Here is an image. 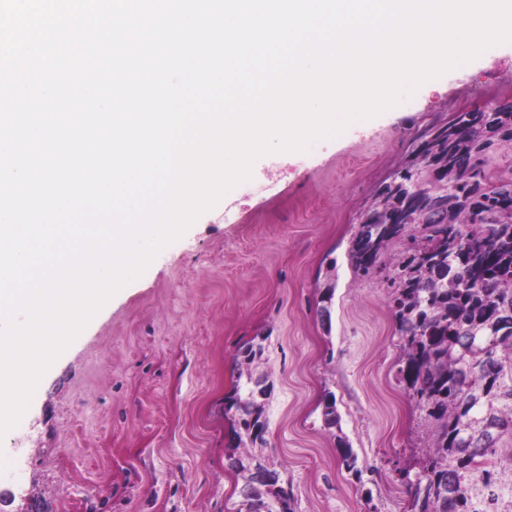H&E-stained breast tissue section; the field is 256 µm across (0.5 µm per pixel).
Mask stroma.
<instances>
[{
	"instance_id": "35a3bbf8",
	"label": "stroma",
	"mask_w": 512,
	"mask_h": 512,
	"mask_svg": "<svg viewBox=\"0 0 512 512\" xmlns=\"http://www.w3.org/2000/svg\"><path fill=\"white\" fill-rule=\"evenodd\" d=\"M505 99L512 44L309 152L258 159L43 376L0 441V512H246L224 399L238 350L257 336L253 373L271 394L266 442L252 453L279 472L293 512H408L403 471L426 429L396 378L390 284L355 273L349 242L416 135ZM330 394L337 433L322 420ZM341 437L361 478L341 463Z\"/></svg>"
}]
</instances>
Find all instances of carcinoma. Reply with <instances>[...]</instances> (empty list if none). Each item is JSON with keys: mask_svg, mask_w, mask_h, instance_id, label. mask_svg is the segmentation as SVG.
I'll return each instance as SVG.
<instances>
[{"mask_svg": "<svg viewBox=\"0 0 512 512\" xmlns=\"http://www.w3.org/2000/svg\"><path fill=\"white\" fill-rule=\"evenodd\" d=\"M415 142V159L403 167L416 176L412 209L402 211L395 172L375 191L348 256L358 274L371 276L389 244L405 246L388 274L401 343L397 378L430 428L409 512H490L512 495V447L508 461L499 459L501 442L512 439V217L493 216L491 206L498 196L512 199V179L491 186L485 166L512 145V106L456 112ZM264 341L238 351L241 366L251 369ZM251 383L249 372L245 388L226 397V411L238 414L229 467L243 480L256 468L273 474L252 487L256 512H292L279 472L237 452L265 443V404L239 409ZM339 422L336 401L324 398L325 428Z\"/></svg>", "mask_w": 512, "mask_h": 512, "instance_id": "obj_1", "label": "carcinoma"}]
</instances>
